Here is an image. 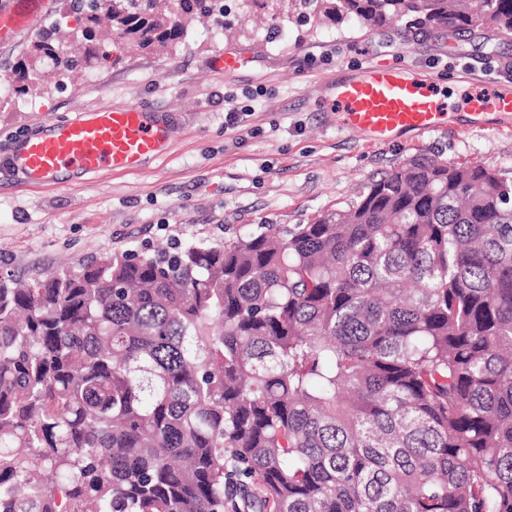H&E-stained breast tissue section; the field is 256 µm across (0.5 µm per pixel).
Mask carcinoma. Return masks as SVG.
Returning a JSON list of instances; mask_svg holds the SVG:
<instances>
[{
	"label": "carcinoma",
	"mask_w": 512,
	"mask_h": 512,
	"mask_svg": "<svg viewBox=\"0 0 512 512\" xmlns=\"http://www.w3.org/2000/svg\"><path fill=\"white\" fill-rule=\"evenodd\" d=\"M272 26L512 35V0H262ZM84 55L223 0H70ZM0 512H512V177L413 154L355 202L220 244L0 278Z\"/></svg>",
	"instance_id": "cac0c4a2"
}]
</instances>
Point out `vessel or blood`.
Returning <instances> with one entry per match:
<instances>
[{"instance_id":"obj_1","label":"vessel or blood","mask_w":512,"mask_h":512,"mask_svg":"<svg viewBox=\"0 0 512 512\" xmlns=\"http://www.w3.org/2000/svg\"><path fill=\"white\" fill-rule=\"evenodd\" d=\"M40 0H0V36L28 28ZM333 102L342 123L369 140L386 143L411 133L434 131L443 102L433 82L414 78L410 68L369 65L360 76L339 79ZM476 113L512 112V98L477 94L469 102ZM170 139L164 125L141 107H101L52 123L47 132L23 137L9 164L31 184L54 181L63 170L96 175L137 169L159 155Z\"/></svg>"}]
</instances>
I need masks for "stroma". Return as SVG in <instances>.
<instances>
[{"mask_svg":"<svg viewBox=\"0 0 512 512\" xmlns=\"http://www.w3.org/2000/svg\"><path fill=\"white\" fill-rule=\"evenodd\" d=\"M63 12L62 0H44L29 28L0 39V156L50 123L105 105L142 107L170 140L140 170L73 172L55 185L29 186L0 168V277L37 280L109 252L305 224L354 202L369 181L417 153L512 172V112L478 126L466 105L479 91L512 94V37L434 34L400 22L375 32L327 24L308 36L287 26L273 35L258 24L262 9L239 5L230 35L195 23L172 52L113 46L107 63H91L61 87L45 66L30 69L42 93L13 104L8 75ZM222 52L239 56V65L216 69ZM403 62L435 81L445 123L390 143L343 129L330 83L370 64ZM228 97L247 110L232 129L224 126Z\"/></svg>","mask_w":512,"mask_h":512,"instance_id":"stroma-1","label":"stroma"}]
</instances>
